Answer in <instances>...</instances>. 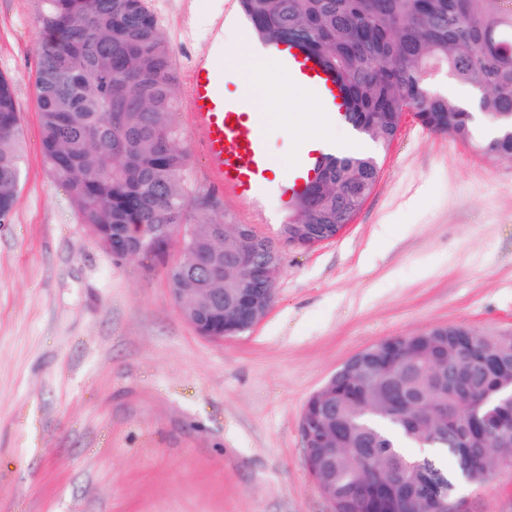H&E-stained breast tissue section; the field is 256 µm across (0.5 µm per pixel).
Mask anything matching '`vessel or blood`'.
<instances>
[{
	"mask_svg": "<svg viewBox=\"0 0 512 512\" xmlns=\"http://www.w3.org/2000/svg\"><path fill=\"white\" fill-rule=\"evenodd\" d=\"M265 51L307 84L314 99L335 122H347L340 90L307 54L285 43L267 45ZM224 74V68L202 61L189 76L192 129L217 184L225 192L253 203L269 189L292 197L300 194L318 175L321 162L335 155V148L323 144L286 163L281 171H273L265 114L251 111L253 97L245 90H238L233 97L225 96Z\"/></svg>",
	"mask_w": 512,
	"mask_h": 512,
	"instance_id": "1",
	"label": "vessel or blood"
}]
</instances>
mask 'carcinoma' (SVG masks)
I'll use <instances>...</instances> for the list:
<instances>
[{
    "label": "carcinoma",
    "mask_w": 512,
    "mask_h": 512,
    "mask_svg": "<svg viewBox=\"0 0 512 512\" xmlns=\"http://www.w3.org/2000/svg\"><path fill=\"white\" fill-rule=\"evenodd\" d=\"M35 90L41 152L69 194L80 223L112 251V225L164 226L179 235L182 258L169 270L182 308L199 306L196 289L234 246L221 242L209 197L187 185L188 156L175 125L177 77L167 39L146 0H39ZM263 43H297L344 86L353 126L389 144L403 112L475 149L493 165L512 163V128L479 131L475 115L430 88L432 72L479 93L487 119L512 114V0H240ZM20 111L13 81L0 74V224L13 208L22 175ZM373 154L331 160L297 197L289 223L336 224L356 215L373 190ZM240 275L222 276L224 303ZM330 399L318 394L323 430L338 432L330 483L336 512H370L372 498H429L455 492L457 478L480 486L490 477L470 457L491 448L512 459V342L474 330L456 338L424 332L397 352L378 348L361 374L336 376ZM425 416L417 428L398 407ZM497 410L500 429L481 426ZM434 436L436 453L410 456Z\"/></svg>",
    "instance_id": "obj_1"
}]
</instances>
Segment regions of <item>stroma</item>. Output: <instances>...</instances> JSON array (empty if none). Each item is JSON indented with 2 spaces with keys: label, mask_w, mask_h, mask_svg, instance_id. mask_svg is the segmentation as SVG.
Segmentation results:
<instances>
[{
  "label": "stroma",
  "mask_w": 512,
  "mask_h": 512,
  "mask_svg": "<svg viewBox=\"0 0 512 512\" xmlns=\"http://www.w3.org/2000/svg\"><path fill=\"white\" fill-rule=\"evenodd\" d=\"M176 92L216 37L248 46L239 0H147ZM37 0H0V73L12 78L22 187L0 224V512H329L303 464L308 397L354 354L444 325L512 334V164L406 115L381 147L352 127L378 180L336 240L284 248L274 301L253 329L198 335L166 259H117L81 224L40 151ZM232 18L236 32H223ZM192 192L231 224L275 238L292 215L221 191L180 107ZM391 225L380 238L381 225ZM468 512H512V474L464 485Z\"/></svg>",
  "instance_id": "35a3bbf8"
}]
</instances>
